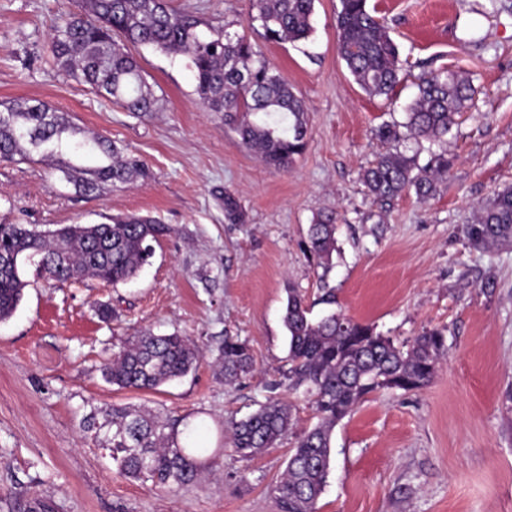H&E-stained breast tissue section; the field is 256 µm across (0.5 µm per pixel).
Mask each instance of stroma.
I'll use <instances>...</instances> for the list:
<instances>
[{
	"label": "stroma",
	"mask_w": 512,
	"mask_h": 512,
	"mask_svg": "<svg viewBox=\"0 0 512 512\" xmlns=\"http://www.w3.org/2000/svg\"><path fill=\"white\" fill-rule=\"evenodd\" d=\"M202 35L246 33L307 109L305 151L285 169L246 149L220 112L205 111L189 60L133 50L156 104L136 116L58 71L52 28L69 0H0V102L30 99L69 113L74 126L139 158L148 178L85 196L47 162L0 160V223L99 224L150 215L171 228L126 284L51 285L25 267L21 306L0 322V512H280L273 488L293 435L246 461L224 439L225 420L268 395L290 404L295 432L316 422L301 395L268 383L288 367L282 325L287 287L319 304L308 228L337 214L339 251L328 275L336 310L401 343L443 330L448 358L414 391L370 394L333 433L318 512H512V247L477 250L464 234L477 208L512 184V0H368L403 65L387 96H370L337 48L338 0H317L304 41H267L253 0H170ZM462 72L476 90L444 143L385 144L420 78ZM451 169L434 196L375 201L361 174L379 154ZM233 208H226V201ZM112 307L101 321L95 303ZM193 338L204 358L156 390L105 382L114 346L142 330ZM246 340L252 374L225 383L214 366L225 336ZM146 407L206 427L215 463L169 491L121 475L82 422L91 408Z\"/></svg>",
	"instance_id": "obj_1"
}]
</instances>
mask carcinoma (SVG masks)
Segmentation results:
<instances>
[{
	"label": "carcinoma",
	"mask_w": 512,
	"mask_h": 512,
	"mask_svg": "<svg viewBox=\"0 0 512 512\" xmlns=\"http://www.w3.org/2000/svg\"><path fill=\"white\" fill-rule=\"evenodd\" d=\"M316 0H253L265 38L296 42L308 38ZM76 9L62 15L52 33L57 68L82 81L125 111H154L155 98L127 45L150 46L189 58L195 91L208 112L224 113L235 125L242 144L264 162L288 167L307 140L303 102L287 80L274 70L262 51L245 36L229 33L206 39L197 22L173 9L168 0H75ZM336 11L338 52L356 83L368 94L386 95L398 81L401 65L396 44L367 0H339ZM475 89L454 72H433L402 123L376 129L383 142L422 140L436 143L448 134ZM77 131L65 112L38 100L0 102V159L37 156L52 161L83 194L128 185L147 176L138 159L123 157L112 141ZM451 164L445 153H433L427 164L418 154L389 152L363 173L370 194L389 201L414 192L434 196L437 183ZM336 214L323 212L309 226L310 252L328 274L336 252ZM169 228L152 216L117 215L108 223L66 224L39 231L28 224L0 223V253L12 262L0 265V322L10 319L24 297L22 268L60 284L94 278L112 286L134 278L153 254L151 242ZM465 236L475 249L512 245V185L498 190L481 205ZM288 336V389L301 392L315 408L318 421L296 436L286 468L274 487L280 512H317L331 471L332 434L368 395L382 389L405 392L426 387L448 356L439 329L424 331L400 345L374 327L336 311L315 320L311 305L290 288L283 314ZM201 359L197 345L178 333L150 332L127 337L103 365L106 382L120 388L155 390L195 370ZM224 382L250 373L253 357L246 342L224 337L216 358ZM291 406L267 398L244 419L231 420L235 451L251 460L293 429ZM112 463L127 477L164 488L197 481L205 468L204 442L184 418H168L132 406H114L103 422L97 409L84 419Z\"/></svg>",
	"instance_id": "obj_1"
}]
</instances>
